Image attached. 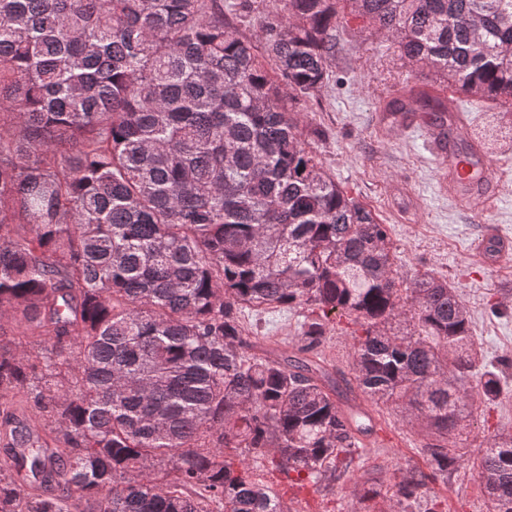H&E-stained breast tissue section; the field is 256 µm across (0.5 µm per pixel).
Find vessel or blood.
Here are the masks:
<instances>
[{
	"label": "vessel or blood",
	"mask_w": 512,
	"mask_h": 512,
	"mask_svg": "<svg viewBox=\"0 0 512 512\" xmlns=\"http://www.w3.org/2000/svg\"><path fill=\"white\" fill-rule=\"evenodd\" d=\"M401 120L406 129L417 133L423 149L437 162L442 193L464 203L477 198L486 203L493 200L496 181L481 147L459 139L460 128L468 122L467 113L461 112L459 106L425 120L417 113L405 112ZM471 249L481 258L500 261L512 254V237L505 235L499 225L486 224Z\"/></svg>",
	"instance_id": "1"
}]
</instances>
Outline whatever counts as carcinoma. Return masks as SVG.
Segmentation results:
<instances>
[{
    "mask_svg": "<svg viewBox=\"0 0 512 512\" xmlns=\"http://www.w3.org/2000/svg\"><path fill=\"white\" fill-rule=\"evenodd\" d=\"M255 16L263 52L224 19ZM512 112V0H0V512H284L260 467L342 478L390 405L431 471L368 512H437L467 467L512 512V433L461 446L501 394L456 288L400 279L388 234L324 167L297 105L329 81L341 13ZM307 308L255 353L246 307ZM346 315L356 385L319 360ZM366 503L380 495L346 487ZM5 410L13 414L14 417L27 423L31 428L35 429L38 426L34 418V408L32 402L26 398L25 395L17 394L6 405Z\"/></svg>",
    "mask_w": 512,
    "mask_h": 512,
    "instance_id": "obj_1",
    "label": "carcinoma"
}]
</instances>
